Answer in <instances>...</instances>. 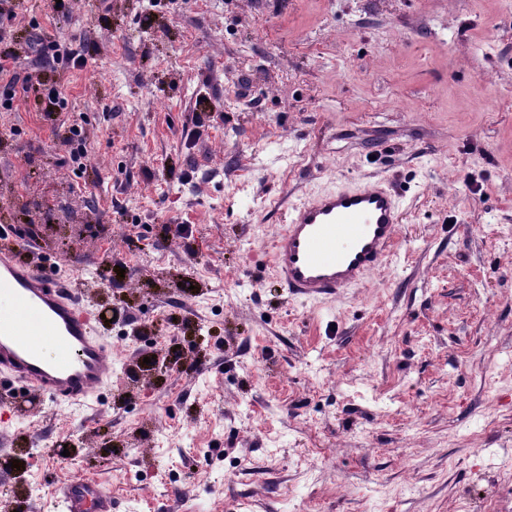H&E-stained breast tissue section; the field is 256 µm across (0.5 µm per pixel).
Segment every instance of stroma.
Instances as JSON below:
<instances>
[{
    "label": "stroma",
    "instance_id": "obj_1",
    "mask_svg": "<svg viewBox=\"0 0 512 512\" xmlns=\"http://www.w3.org/2000/svg\"><path fill=\"white\" fill-rule=\"evenodd\" d=\"M13 2L0 226L70 263L112 383L0 420V512L75 476L112 512H512V0ZM57 45L85 65L33 67ZM348 181L398 194L396 243L292 297L274 237Z\"/></svg>",
    "mask_w": 512,
    "mask_h": 512
}]
</instances>
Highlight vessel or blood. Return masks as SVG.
<instances>
[{
    "label": "vessel or blood",
    "mask_w": 512,
    "mask_h": 512,
    "mask_svg": "<svg viewBox=\"0 0 512 512\" xmlns=\"http://www.w3.org/2000/svg\"><path fill=\"white\" fill-rule=\"evenodd\" d=\"M401 208L383 183L346 185L314 194L292 208L273 244V273L289 294L333 298L361 283L386 260L398 235ZM12 303L0 315V378L56 404H83L112 379L111 345L98 316L68 289L59 272L17 263L0 249V295ZM59 349L44 358L45 342ZM62 512H112V495L83 477L56 492Z\"/></svg>",
    "instance_id": "vessel-or-blood-1"
}]
</instances>
